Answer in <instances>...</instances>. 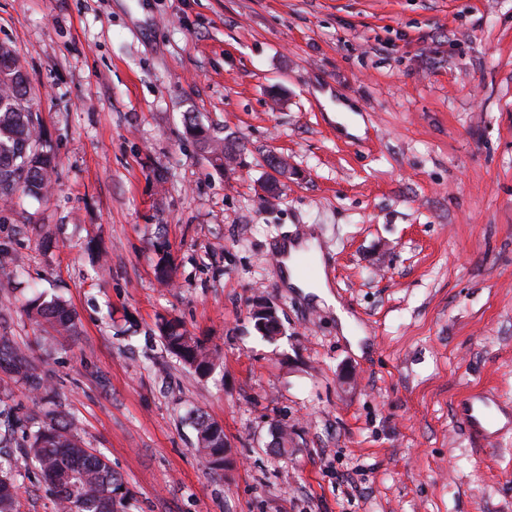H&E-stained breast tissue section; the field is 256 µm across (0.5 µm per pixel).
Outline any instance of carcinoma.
<instances>
[{
    "label": "carcinoma",
    "mask_w": 512,
    "mask_h": 512,
    "mask_svg": "<svg viewBox=\"0 0 512 512\" xmlns=\"http://www.w3.org/2000/svg\"><path fill=\"white\" fill-rule=\"evenodd\" d=\"M30 79L10 46L0 44V202L13 205L23 198H45L54 173L37 115L28 103ZM206 157L222 169L229 154L243 148L226 143L189 119L185 126ZM19 258L0 248V279L10 281ZM28 316L45 323L55 337L78 335V318L68 302L58 295L41 294L29 306ZM162 344L176 360L195 374L205 377L215 368L217 353L173 322L158 324ZM0 370L13 382H23L29 390L42 393L49 404L53 389L46 373L31 359L26 349L7 336H0ZM196 431L195 447L210 471L224 470V430L200 413L188 411ZM0 418L8 430L21 431L25 454L35 462L44 481L55 494L59 512H116L118 478L100 453L89 450L78 435L74 422L65 421L54 409L21 419L10 407H0ZM15 461L0 454V512H19L15 484Z\"/></svg>",
    "instance_id": "carcinoma-1"
}]
</instances>
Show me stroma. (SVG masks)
I'll return each mask as SVG.
<instances>
[{
    "label": "stroma",
    "instance_id": "1",
    "mask_svg": "<svg viewBox=\"0 0 512 512\" xmlns=\"http://www.w3.org/2000/svg\"><path fill=\"white\" fill-rule=\"evenodd\" d=\"M0 43L56 163L48 198L0 207L24 260L0 335L50 376L127 512H512V420L486 447L460 424L470 390L512 402V0H0ZM188 112L243 145L240 167L207 161ZM272 151L292 171L267 196ZM310 232L359 343L283 285L271 243ZM39 292L78 336L28 319ZM259 298L274 338L252 327ZM162 318L219 352L210 375L164 350ZM193 407L224 429V476ZM21 443V512H57ZM188 415L196 431V450L206 468L215 472L228 471L233 462L223 428L193 410L188 411Z\"/></svg>",
    "mask_w": 512,
    "mask_h": 512
}]
</instances>
